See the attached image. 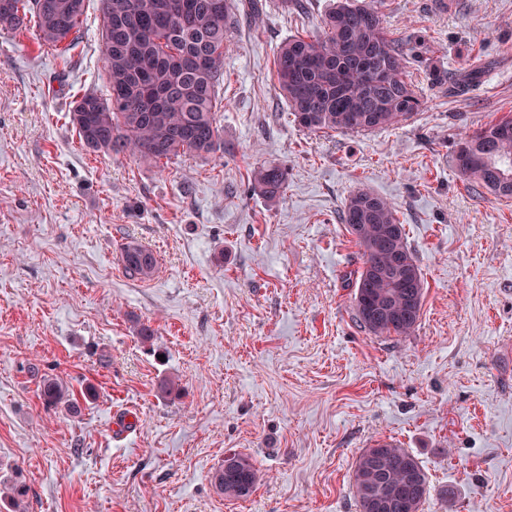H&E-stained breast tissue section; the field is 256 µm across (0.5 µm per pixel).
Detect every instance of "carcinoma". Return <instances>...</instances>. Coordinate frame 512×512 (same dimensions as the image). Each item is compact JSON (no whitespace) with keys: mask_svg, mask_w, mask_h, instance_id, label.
<instances>
[{"mask_svg":"<svg viewBox=\"0 0 512 512\" xmlns=\"http://www.w3.org/2000/svg\"><path fill=\"white\" fill-rule=\"evenodd\" d=\"M86 0H0V29L24 34L35 29L40 44L66 54L82 38L79 20ZM101 40L109 97L83 94L68 110L83 147L92 152L132 154L150 164L181 154L206 156L224 148L218 125V88L224 74L231 0H101ZM413 49L390 37L375 2L336 0L322 21L319 36H293L274 55V70L288 109L311 132H365L394 126L421 111L423 102L408 81ZM462 176L498 198L512 199V116H505L462 136L455 151ZM288 184V169L271 163L254 170L252 188L275 200ZM363 228L353 229L350 215ZM341 220L359 246L362 266L351 286L360 283L372 265L394 257L405 261L419 284L413 315L371 324L356 312L360 326L375 336L409 334L420 318L424 277L406 242L404 225L392 203L372 193L351 194ZM397 225L386 252L371 241L384 225ZM125 274L148 278L156 268L152 251L131 240L121 252ZM375 296L388 298L392 308L404 304L391 282L377 279ZM41 400L76 412L78 402L54 378L41 379ZM377 460L365 449L357 458L352 483L359 512H368L374 493L391 495L412 474L414 488L408 512H421L429 480L421 462L391 441ZM232 474L219 469L216 489L230 499L250 497L260 480L250 457L230 454Z\"/></svg>","mask_w":512,"mask_h":512,"instance_id":"obj_1","label":"carcinoma"}]
</instances>
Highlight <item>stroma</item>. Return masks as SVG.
I'll list each match as a JSON object with an SVG mask.
<instances>
[{
	"label": "stroma",
	"mask_w": 512,
	"mask_h": 512,
	"mask_svg": "<svg viewBox=\"0 0 512 512\" xmlns=\"http://www.w3.org/2000/svg\"><path fill=\"white\" fill-rule=\"evenodd\" d=\"M451 2L380 7L419 56L421 112L312 133L273 58L320 34L332 0H235L224 148L160 167L86 151L69 122L107 93L99 0L65 63L0 30V488L24 481V512H359L352 471L380 438L424 466L422 512H512V199L454 165L461 135L512 115V0ZM477 58L469 90L436 82ZM272 161L288 185L271 202L251 179ZM357 191L394 204L424 277L409 335L356 319L344 277L361 253L339 213ZM132 239L157 259L149 279L123 271ZM45 375L80 414L43 405ZM232 452L261 474L245 500L211 482Z\"/></svg>",
	"instance_id": "35a3bbf8"
}]
</instances>
